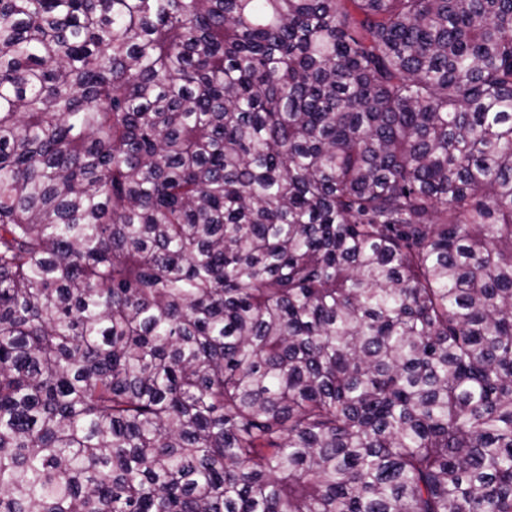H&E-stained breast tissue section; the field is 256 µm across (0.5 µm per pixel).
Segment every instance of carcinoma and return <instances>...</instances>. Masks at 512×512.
<instances>
[{
    "label": "carcinoma",
    "mask_w": 512,
    "mask_h": 512,
    "mask_svg": "<svg viewBox=\"0 0 512 512\" xmlns=\"http://www.w3.org/2000/svg\"><path fill=\"white\" fill-rule=\"evenodd\" d=\"M0 512H512V0H0Z\"/></svg>",
    "instance_id": "cac0c4a2"
}]
</instances>
